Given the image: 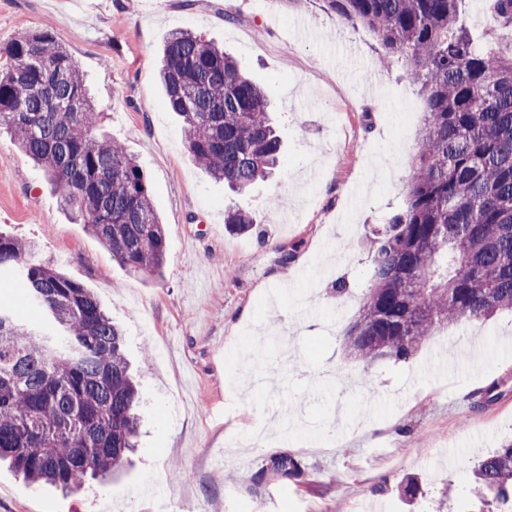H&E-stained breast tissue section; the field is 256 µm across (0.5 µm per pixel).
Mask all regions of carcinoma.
<instances>
[{"label": "carcinoma", "mask_w": 512, "mask_h": 512, "mask_svg": "<svg viewBox=\"0 0 512 512\" xmlns=\"http://www.w3.org/2000/svg\"><path fill=\"white\" fill-rule=\"evenodd\" d=\"M341 20L374 32L383 59L406 65L425 105L407 201L369 238L371 284L344 336L371 365L406 361L440 327L512 313V45L477 43L461 0H322ZM512 27V0H490ZM167 105L184 143L215 181L239 194L267 179L281 141L263 88L212 42L176 31L161 49ZM101 112L83 74L47 29H24L0 47V132L39 166L76 220L135 275H161L164 224L143 172L97 133ZM224 224L250 230L232 209ZM36 244L0 231V271L20 281L42 328L0 306V461L32 483L66 493L121 471L136 448L138 389L121 329L97 297ZM288 478L304 468L274 460ZM475 499L512 506V441L473 470Z\"/></svg>", "instance_id": "cac0c4a2"}]
</instances>
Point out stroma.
I'll list each match as a JSON object with an SVG mask.
<instances>
[{
  "label": "stroma",
  "instance_id": "stroma-1",
  "mask_svg": "<svg viewBox=\"0 0 512 512\" xmlns=\"http://www.w3.org/2000/svg\"><path fill=\"white\" fill-rule=\"evenodd\" d=\"M43 26L141 167L167 250L161 276L129 275L0 136V227L95 293L141 393L112 482L66 496L4 465L0 512H467L476 461L512 439V314L440 329L405 362L343 348L370 284L364 241L404 206L418 148L423 100L402 65L319 0H0V45ZM178 29L224 47L275 108L283 154L248 194L195 163L166 104L159 53ZM231 206L250 232L228 230ZM285 333L294 366L268 349L267 388H245L254 340ZM285 453L303 476L273 471Z\"/></svg>",
  "mask_w": 512,
  "mask_h": 512
}]
</instances>
